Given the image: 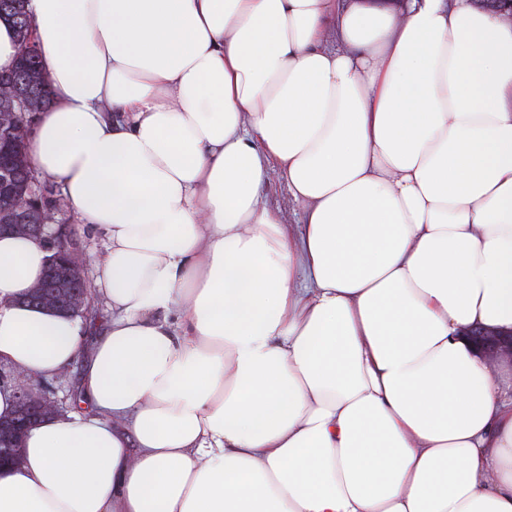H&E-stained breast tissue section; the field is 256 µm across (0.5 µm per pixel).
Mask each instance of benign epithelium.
Listing matches in <instances>:
<instances>
[{
    "label": "benign epithelium",
    "instance_id": "benign-epithelium-1",
    "mask_svg": "<svg viewBox=\"0 0 512 512\" xmlns=\"http://www.w3.org/2000/svg\"><path fill=\"white\" fill-rule=\"evenodd\" d=\"M16 107L0 113V143L3 149H8L14 141V135L21 133L24 139H29L32 126L26 122L27 115L39 111L38 105L25 97L15 98ZM22 207L37 214L34 224H1L0 233L10 232L26 234L41 239L52 252V264L66 272L70 277L85 279L82 263L73 249L64 243L60 230L50 231L55 226L56 216L61 213L66 204L59 199L54 203L37 201L31 196L19 198L12 193L11 175L5 168H0V211H9L14 207ZM31 294L40 297L43 304L57 311L59 305L65 306V312L80 313L85 307V299L75 296L66 301H60L56 294L49 290V284L37 282L31 289ZM480 356L489 365L501 361L512 363V332L504 334L493 328L473 326L465 333ZM9 388L16 399L15 410L9 417H0V465L17 467L23 460L22 442L28 428L43 419L61 414L59 403L50 396L51 388L47 385L36 384L33 378L15 371L0 373V388Z\"/></svg>",
    "mask_w": 512,
    "mask_h": 512
}]
</instances>
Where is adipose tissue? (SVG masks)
Listing matches in <instances>:
<instances>
[{
  "instance_id": "ef3b65f1",
  "label": "adipose tissue",
  "mask_w": 512,
  "mask_h": 512,
  "mask_svg": "<svg viewBox=\"0 0 512 512\" xmlns=\"http://www.w3.org/2000/svg\"><path fill=\"white\" fill-rule=\"evenodd\" d=\"M28 164L106 241L112 319L27 304L0 362L80 355L0 512H512V23L475 0H29ZM303 208L285 224L271 180ZM464 337L490 366L501 361L512 363V332L504 334L493 328L475 325L466 331Z\"/></svg>"
}]
</instances>
